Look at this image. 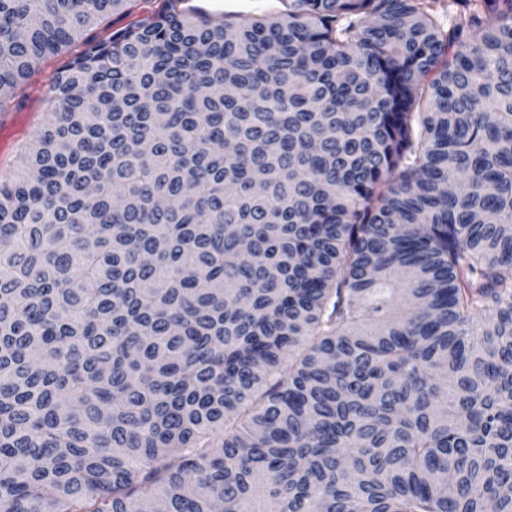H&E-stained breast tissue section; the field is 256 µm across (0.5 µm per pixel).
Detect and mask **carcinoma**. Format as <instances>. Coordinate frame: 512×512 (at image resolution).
Returning a JSON list of instances; mask_svg holds the SVG:
<instances>
[{
    "label": "carcinoma",
    "mask_w": 512,
    "mask_h": 512,
    "mask_svg": "<svg viewBox=\"0 0 512 512\" xmlns=\"http://www.w3.org/2000/svg\"><path fill=\"white\" fill-rule=\"evenodd\" d=\"M0 0V512H512V0ZM163 0H137L130 6V14H115L103 22L102 25L93 30V35L98 40L108 37V35L118 29L125 28L134 20L148 15L150 12L157 10ZM182 6L217 19L276 14L284 10L282 0H184ZM70 56L57 55L45 59L40 73L30 82L27 88L29 101L23 110L19 112L23 118L24 126L21 129L0 128V178L12 175L18 165L16 158L19 155L20 147L29 133L38 127L42 121L40 101L45 95L47 85L45 84L52 74L65 66ZM24 131V133L22 132Z\"/></svg>",
    "instance_id": "carcinoma-1"
}]
</instances>
